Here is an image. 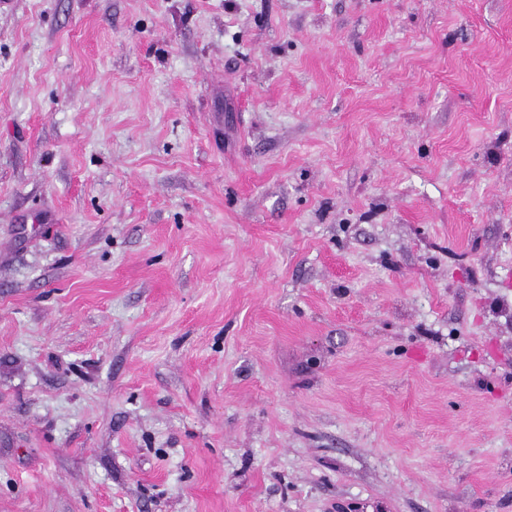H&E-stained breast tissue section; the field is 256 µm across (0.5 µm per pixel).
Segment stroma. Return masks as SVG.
<instances>
[{"label": "stroma", "mask_w": 512, "mask_h": 512, "mask_svg": "<svg viewBox=\"0 0 512 512\" xmlns=\"http://www.w3.org/2000/svg\"><path fill=\"white\" fill-rule=\"evenodd\" d=\"M0 512H512V0H0Z\"/></svg>", "instance_id": "obj_1"}]
</instances>
